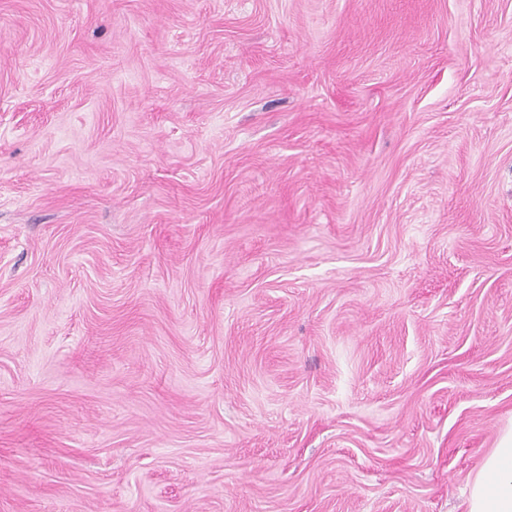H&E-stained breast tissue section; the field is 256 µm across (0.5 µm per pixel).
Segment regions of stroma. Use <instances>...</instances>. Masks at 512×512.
<instances>
[{
    "label": "stroma",
    "instance_id": "stroma-1",
    "mask_svg": "<svg viewBox=\"0 0 512 512\" xmlns=\"http://www.w3.org/2000/svg\"><path fill=\"white\" fill-rule=\"evenodd\" d=\"M512 427V0H0V512H465Z\"/></svg>",
    "mask_w": 512,
    "mask_h": 512
}]
</instances>
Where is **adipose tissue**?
Instances as JSON below:
<instances>
[{"label":"adipose tissue","mask_w":512,"mask_h":512,"mask_svg":"<svg viewBox=\"0 0 512 512\" xmlns=\"http://www.w3.org/2000/svg\"><path fill=\"white\" fill-rule=\"evenodd\" d=\"M466 512H512V428L484 456L469 487Z\"/></svg>","instance_id":"1"}]
</instances>
